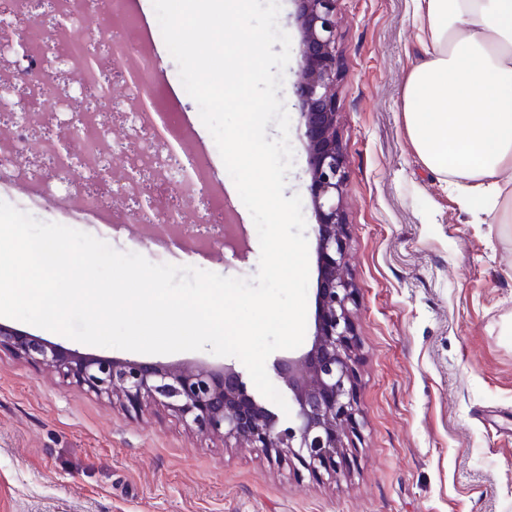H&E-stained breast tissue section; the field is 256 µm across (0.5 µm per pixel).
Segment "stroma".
Segmentation results:
<instances>
[{
  "instance_id": "35a3bbf8",
  "label": "stroma",
  "mask_w": 512,
  "mask_h": 512,
  "mask_svg": "<svg viewBox=\"0 0 512 512\" xmlns=\"http://www.w3.org/2000/svg\"><path fill=\"white\" fill-rule=\"evenodd\" d=\"M338 16L360 421L348 466L310 475L296 460L202 434L159 404L124 407L4 349L0 512H512V224L468 209L405 134L401 91L422 51L413 0H339ZM150 56L154 106L167 122L141 143L180 140L206 161L212 183L190 217L205 224L223 210L244 227L245 250L142 235L129 199L113 195L101 210L78 211L0 184V201L155 264L252 278L251 215L164 40ZM290 119L284 194L300 195L311 225L298 112Z\"/></svg>"
}]
</instances>
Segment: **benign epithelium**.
Instances as JSON below:
<instances>
[{
    "label": "benign epithelium",
    "instance_id": "benign-epithelium-1",
    "mask_svg": "<svg viewBox=\"0 0 512 512\" xmlns=\"http://www.w3.org/2000/svg\"><path fill=\"white\" fill-rule=\"evenodd\" d=\"M299 68L292 94L304 128L319 280L308 349L281 367L292 394L288 421L248 393L231 365L143 363L87 356L0 324V349L47 367L124 405L158 403L189 427L244 441L277 458L291 455L312 475H335L347 460L348 434L359 429L355 367V284L347 259V154L339 131L337 86L344 48L338 0H293Z\"/></svg>",
    "mask_w": 512,
    "mask_h": 512
}]
</instances>
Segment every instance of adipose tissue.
I'll list each match as a JSON object with an SVG mask.
<instances>
[{
    "label": "adipose tissue",
    "mask_w": 512,
    "mask_h": 512,
    "mask_svg": "<svg viewBox=\"0 0 512 512\" xmlns=\"http://www.w3.org/2000/svg\"><path fill=\"white\" fill-rule=\"evenodd\" d=\"M423 52L401 94L419 160L512 223V0H416Z\"/></svg>",
    "instance_id": "obj_1"
}]
</instances>
